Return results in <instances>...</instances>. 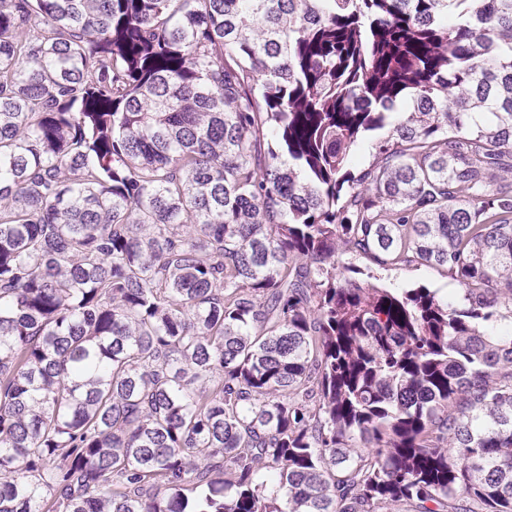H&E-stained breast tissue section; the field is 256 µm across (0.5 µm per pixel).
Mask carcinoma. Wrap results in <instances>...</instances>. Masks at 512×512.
<instances>
[{"mask_svg": "<svg viewBox=\"0 0 512 512\" xmlns=\"http://www.w3.org/2000/svg\"><path fill=\"white\" fill-rule=\"evenodd\" d=\"M505 303L512 0H0V512H512ZM340 262L353 263L362 269L371 268L377 277L372 280L378 287L384 288H413L424 285L446 298L449 288V278L446 270L440 267H426L420 265L390 267L387 270L378 269L369 259L365 257H352L349 254H342Z\"/></svg>", "mask_w": 512, "mask_h": 512, "instance_id": "1", "label": "carcinoma"}]
</instances>
